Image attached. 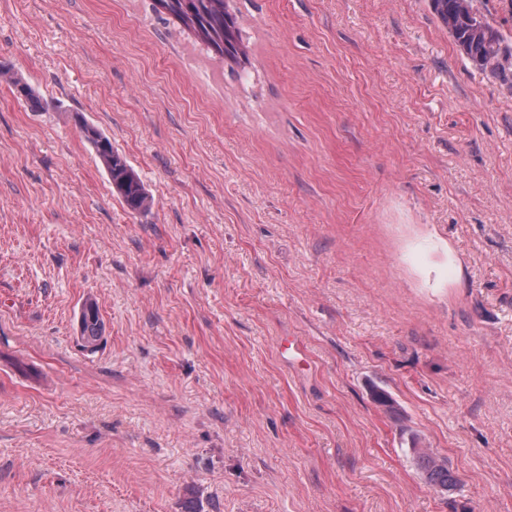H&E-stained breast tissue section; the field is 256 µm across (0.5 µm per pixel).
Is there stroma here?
<instances>
[{
    "mask_svg": "<svg viewBox=\"0 0 512 512\" xmlns=\"http://www.w3.org/2000/svg\"><path fill=\"white\" fill-rule=\"evenodd\" d=\"M227 8L233 65L156 0H0L46 105L0 79V512H512V82L428 0ZM81 132L94 149L109 183L126 208L134 213H146L151 205L150 195L125 156L115 151L111 140L94 125L83 122ZM78 322L81 346L88 351L97 349L103 340L104 324L99 308L92 299L83 302ZM425 481L441 491H448L456 484V478L448 469L446 459L429 454L422 448H414Z\"/></svg>",
    "mask_w": 512,
    "mask_h": 512,
    "instance_id": "35a3bbf8",
    "label": "stroma"
}]
</instances>
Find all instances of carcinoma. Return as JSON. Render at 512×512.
<instances>
[{"mask_svg": "<svg viewBox=\"0 0 512 512\" xmlns=\"http://www.w3.org/2000/svg\"><path fill=\"white\" fill-rule=\"evenodd\" d=\"M160 8L192 29L199 39L214 46L224 57L236 63L245 52L240 47L235 26L227 25L224 0H156ZM429 6L443 27L448 20L456 22L451 35L461 52L475 66L495 74H506L512 64V49L505 45L500 30L491 24L475 7V0H429ZM17 93L24 97L36 112L44 110L39 95L18 74L8 75ZM81 132L108 176L114 192L126 208L142 214L149 210L151 198L125 156L112 148L111 140L97 127L82 123ZM104 324L97 304L87 299L79 313L81 346L93 351L103 340ZM425 481L447 491L456 484L448 462L421 448L414 449Z\"/></svg>", "mask_w": 512, "mask_h": 512, "instance_id": "obj_1", "label": "carcinoma"}]
</instances>
